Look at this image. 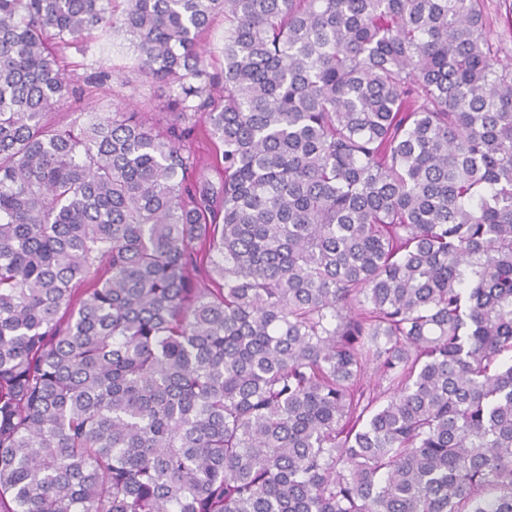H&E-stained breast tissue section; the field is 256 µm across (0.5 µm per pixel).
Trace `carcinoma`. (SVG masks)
I'll use <instances>...</instances> for the list:
<instances>
[{
	"label": "carcinoma",
	"mask_w": 512,
	"mask_h": 512,
	"mask_svg": "<svg viewBox=\"0 0 512 512\" xmlns=\"http://www.w3.org/2000/svg\"><path fill=\"white\" fill-rule=\"evenodd\" d=\"M113 2L0 0V512H512V0ZM202 45L206 51L205 59L208 71L220 73L224 65V15L216 14L208 30L202 37ZM68 63V79L76 94L60 102L53 120L63 126L80 127L89 112L106 115L117 107L141 108L156 99V90L146 82L137 68V54L129 41L110 36L88 39L81 51L64 50ZM108 76L99 88L90 82ZM193 148L201 153V162L198 166L196 177L199 180H207L216 187L219 186V178L212 167V156L215 155L216 146L214 141L207 135L199 132L198 138L193 142Z\"/></svg>",
	"instance_id": "1"
}]
</instances>
